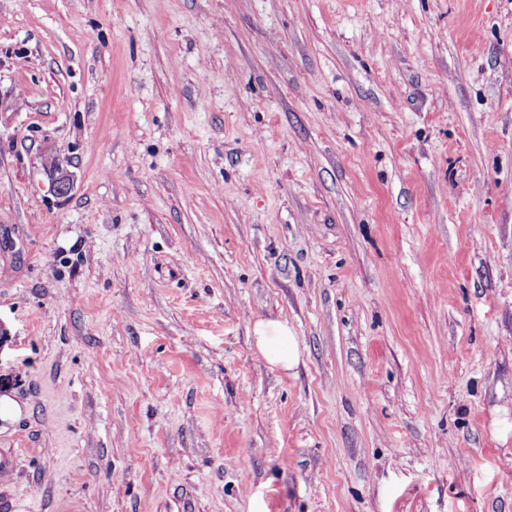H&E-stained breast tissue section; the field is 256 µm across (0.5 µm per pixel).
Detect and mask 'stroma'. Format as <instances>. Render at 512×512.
<instances>
[{"label":"stroma","instance_id":"35a3bbf8","mask_svg":"<svg viewBox=\"0 0 512 512\" xmlns=\"http://www.w3.org/2000/svg\"><path fill=\"white\" fill-rule=\"evenodd\" d=\"M0 326L12 512H512V0H0ZM45 171L50 178L51 187L55 194L65 196L71 192L73 187L71 174L56 157L47 159ZM253 335L259 354L270 366L291 371L302 361L303 350L286 323L258 319L253 325Z\"/></svg>","mask_w":512,"mask_h":512}]
</instances>
